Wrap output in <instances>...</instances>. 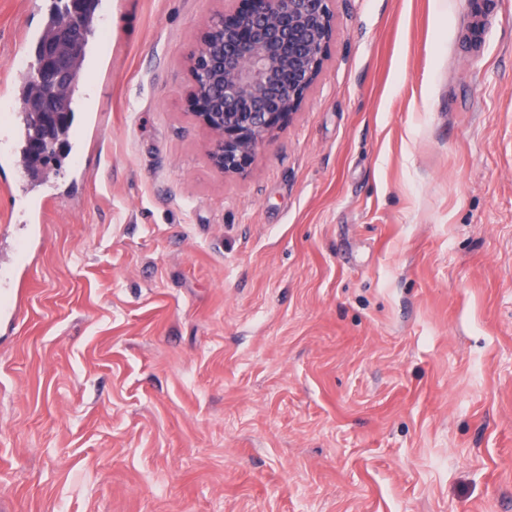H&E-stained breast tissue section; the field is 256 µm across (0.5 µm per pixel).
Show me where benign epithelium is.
I'll return each mask as SVG.
<instances>
[{
  "instance_id": "obj_1",
  "label": "benign epithelium",
  "mask_w": 512,
  "mask_h": 512,
  "mask_svg": "<svg viewBox=\"0 0 512 512\" xmlns=\"http://www.w3.org/2000/svg\"><path fill=\"white\" fill-rule=\"evenodd\" d=\"M336 30L332 0H224L187 63L184 110L211 136V165L243 174L258 147L289 125L316 84ZM81 35L67 24L37 55L28 112H55Z\"/></svg>"
}]
</instances>
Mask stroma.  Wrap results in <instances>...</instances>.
<instances>
[{
	"label": "stroma",
	"mask_w": 512,
	"mask_h": 512,
	"mask_svg": "<svg viewBox=\"0 0 512 512\" xmlns=\"http://www.w3.org/2000/svg\"><path fill=\"white\" fill-rule=\"evenodd\" d=\"M54 0H0L15 30ZM334 0L323 73L251 168L212 167L186 60L224 0H112L101 116L0 187L10 512H512V0ZM12 131H5L1 129L0 134V162L2 165L7 166L13 172V178L9 184L13 192L12 198V218L20 219L24 217V222L28 224H35L41 220V211L37 209L29 201H24L23 196L19 194V185L24 186L26 182V171L18 163L14 161L16 148L12 147Z\"/></svg>",
	"instance_id": "35a3bbf8"
}]
</instances>
